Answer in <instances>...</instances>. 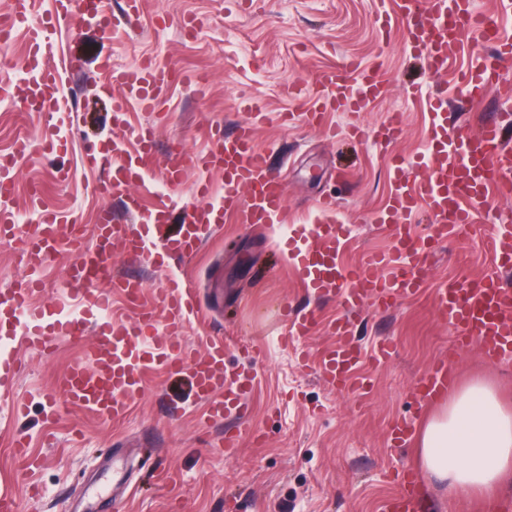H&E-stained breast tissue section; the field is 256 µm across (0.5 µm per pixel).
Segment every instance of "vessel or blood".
<instances>
[{"label": "vessel or blood", "mask_w": 512, "mask_h": 512, "mask_svg": "<svg viewBox=\"0 0 512 512\" xmlns=\"http://www.w3.org/2000/svg\"><path fill=\"white\" fill-rule=\"evenodd\" d=\"M377 21L382 30H391L393 22L404 25L411 49L422 56L428 70L441 74L448 69V48H465L468 36L484 43H495L490 54H473L461 70V95L469 101L482 100L488 88L497 85L506 66L512 65V38L504 37L486 16L475 14L472 0H397L394 13H382ZM11 25H27L32 51L26 65L35 74L30 84L10 85L6 93L24 102L29 111L51 113L58 109L60 76L45 62L44 48L49 34L44 25L29 23L27 0H14ZM113 82L122 85L123 98L114 104L116 132L106 142L112 153H124L127 141H135L136 150L126 155L125 165L109 172L99 188L120 194L129 217L125 224H99L95 243L78 247L79 258L71 271V283L83 297V316L55 320L44 328L45 309L32 307L29 299L38 286L30 281L20 288L0 290V334H22L33 349L51 352L56 336L80 339L93 332L96 341L88 359L73 363L62 376L58 391L65 402L94 414L124 417L130 402L141 395L148 374L156 367L188 373L197 399L208 405V416L215 421L246 418L247 397L255 376L248 372L226 373L224 359L229 348L226 338L210 337L205 356L188 354L172 332L187 321L194 310L191 284L171 276L159 292L166 332H158L150 318L129 327L109 317L108 292L94 288L95 280L110 278L132 303L142 296L138 280L114 273L105 249L119 243L131 261L153 262L175 258L187 262L210 238L213 226L225 212L239 214L245 224L280 223L284 211L285 184L268 167L267 158L254 144L252 123L238 125L233 132L217 133L201 162L223 172L224 192L212 203L184 207V218L176 233L166 231L172 207L161 206L144 211L138 196L122 193L125 180L139 179L159 166L165 183L179 187L185 158L182 150L158 163L154 132L149 127L130 128L125 114L130 104L155 109L161 91L170 85L171 70L145 60L133 70L116 71ZM384 93L377 70L349 62L323 70L317 78L313 103L301 113L284 115V122H316L322 112H359ZM427 140V158L423 174L406 177L403 162L393 158L396 189L385 210L376 218L391 231L390 258L368 257L360 266L349 267L338 258L345 235L340 224L318 223L302 226L291 236L287 248L293 268L306 287L320 297H341L344 313L333 323L336 345L315 354L319 376L336 390L363 394L368 390L358 370L363 353L353 338V317L362 307L377 311L395 306L400 299L416 296L424 286V275L431 264L435 245L451 236L469 231L478 222L479 207L492 187L512 181V143L504 137L501 116H493L477 128L449 127L447 106L433 100ZM28 203L39 215L36 225L18 235L10 214L0 213V240H20L30 268L41 267L57 246V216L45 208L41 193L30 188ZM433 216L428 235L416 234L408 223L419 209ZM491 259L495 267L512 268V231L492 241ZM434 305L452 331V347L460 349L477 342L485 359L512 358V289L504 287L493 275L449 282L437 291ZM455 379L451 355L438 359L414 385V394L430 404L447 393ZM395 491L384 501L382 512H420L421 498L415 469L406 467L393 475Z\"/></svg>", "instance_id": "1"}]
</instances>
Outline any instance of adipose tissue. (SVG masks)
<instances>
[{"label":"adipose tissue","instance_id":"ef3b65f1","mask_svg":"<svg viewBox=\"0 0 512 512\" xmlns=\"http://www.w3.org/2000/svg\"><path fill=\"white\" fill-rule=\"evenodd\" d=\"M419 466L451 495H491L512 483V407L482 379L459 386L420 429Z\"/></svg>","mask_w":512,"mask_h":512}]
</instances>
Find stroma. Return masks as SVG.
<instances>
[{
    "mask_svg": "<svg viewBox=\"0 0 512 512\" xmlns=\"http://www.w3.org/2000/svg\"><path fill=\"white\" fill-rule=\"evenodd\" d=\"M394 8V0H145L134 33L74 21L53 29L48 54L64 89H80L78 106L48 114L0 102V147L19 137L30 143L12 170L18 190L0 202V211L33 224L27 189L38 184L45 206L66 221L58 227L56 251L39 270H30L19 244L0 243V288L34 278L40 286L33 305L78 314L81 297L66 279L76 258L73 221L87 229L106 219L125 223L119 196L96 189L107 165L88 160L93 146L114 134L113 102L123 91L110 84L111 69H130L149 58L179 72V81L163 91L159 112L135 110L127 120L153 127L158 160L175 146L185 148L184 188L206 182L213 196L223 193V173L196 158L207 151L212 133L233 131L258 104L267 118L255 125L254 142L268 152L269 167L288 192L284 223L242 224L225 215L196 259L179 270L195 286L196 313L176 339L200 356L209 335L226 336L233 343L227 369L257 378L249 400L251 430L242 435L238 453L225 455L220 442L226 426L205 423V408L185 375L154 372L127 415L106 420L65 405L57 388L69 365L86 355L93 335L79 342L57 339L49 354L0 335V352L19 364L13 397L25 406L14 416L0 400V482L12 484L18 512H378L394 490L387 471L417 464V446L389 453L387 432L394 420L419 425L428 415L418 409L413 387L447 354L451 340L432 296L451 280L491 272L487 234L512 227V195L488 196L482 221L469 235L437 246L422 293L386 312H358L354 340L369 382L359 397L337 392L299 362L301 350L335 344L332 324L344 309L340 299L310 297L284 253L296 229L323 218L347 227L340 249L346 265L390 254L391 233L374 222L394 189L389 157L413 160L428 136V113L410 99L412 90L426 97L441 93L464 124L502 103L497 87L483 103L463 101L452 74L431 75L400 28L383 35L376 18ZM190 17L199 28L188 36L181 25ZM353 60L379 68L385 84L380 99L362 112L323 113L317 124L280 123L279 113L307 108L321 70ZM392 112L401 129L394 141L349 138L351 126L370 135ZM53 134L59 141L49 152L44 141ZM331 193L335 212L319 215L316 199ZM111 253L113 270L145 287L139 305L132 306L103 283L112 293L113 318L132 325L146 313L164 327L158 290L177 270L131 264L117 246ZM303 309L314 312L316 328L304 341L284 343L287 316ZM385 337L395 348L381 360L375 347ZM456 370L457 384L482 378L512 402V361L484 360L474 343L460 351ZM19 438L28 441L37 468L15 458Z\"/></svg>",
    "mask_w": 512,
    "mask_h": 512,
    "instance_id": "1",
    "label": "stroma"
}]
</instances>
